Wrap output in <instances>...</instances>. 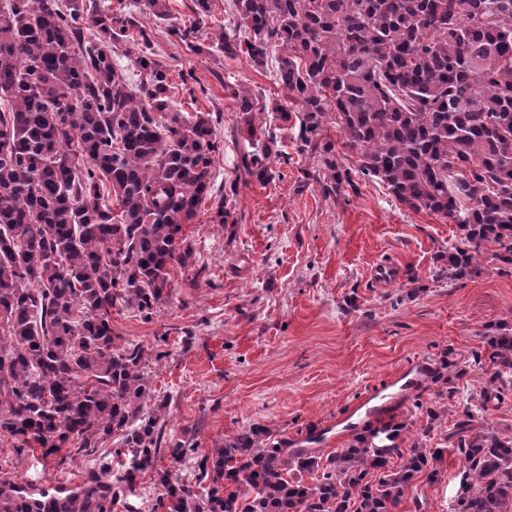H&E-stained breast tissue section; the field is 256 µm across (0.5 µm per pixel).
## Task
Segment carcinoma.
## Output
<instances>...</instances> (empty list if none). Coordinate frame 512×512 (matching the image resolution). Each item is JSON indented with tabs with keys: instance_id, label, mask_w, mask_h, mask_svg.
I'll use <instances>...</instances> for the list:
<instances>
[{
	"instance_id": "cac0c4a2",
	"label": "carcinoma",
	"mask_w": 512,
	"mask_h": 512,
	"mask_svg": "<svg viewBox=\"0 0 512 512\" xmlns=\"http://www.w3.org/2000/svg\"><path fill=\"white\" fill-rule=\"evenodd\" d=\"M162 19L166 0H140ZM242 36L222 30L214 46L257 66L278 52V97H233L237 135L251 149L238 170L259 184L274 178L272 112L293 122L299 154L327 169L322 191L358 192L354 174L386 186L414 211L440 214L465 232L448 253L450 278L477 261L485 243L512 264V0H234ZM86 0H9L0 9V436L42 457L78 443L96 448L119 433L131 453L124 474L103 463L74 487L36 488L0 476V512H114L138 473L155 466L160 414L143 412L153 389L149 354L121 347L112 312L143 317L165 301L171 267L193 255L182 235L210 195L218 151L209 113L169 112L166 65L136 58L133 85L112 62L116 43L144 36L124 13L97 11L96 42L82 37ZM210 0L170 29L194 52ZM358 165L338 161L327 124ZM108 181L110 194L102 192ZM118 211H113V208ZM481 407L502 403L512 369V334L489 339ZM448 435L467 495L454 512H512V437L476 432L473 415ZM174 462L195 452L166 444ZM447 449L378 450L368 435L320 465L316 456L251 427L198 461L196 491L156 470L151 512H395L410 483L438 480ZM394 456L403 459L389 468ZM322 469L316 482L303 475Z\"/></svg>"
}]
</instances>
